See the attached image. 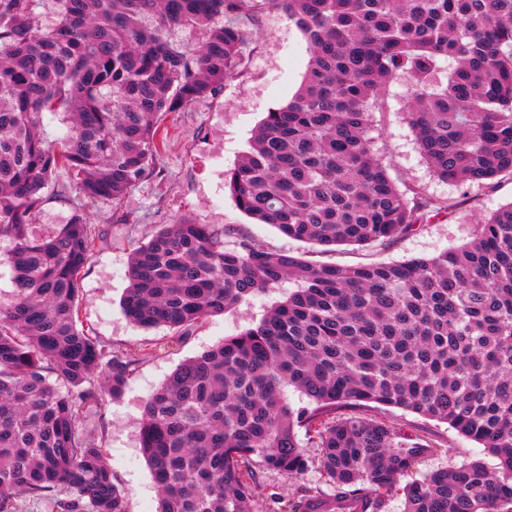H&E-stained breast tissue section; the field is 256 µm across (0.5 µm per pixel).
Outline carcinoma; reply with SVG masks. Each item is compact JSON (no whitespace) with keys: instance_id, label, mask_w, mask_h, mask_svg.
Returning a JSON list of instances; mask_svg holds the SVG:
<instances>
[{"instance_id":"obj_1","label":"carcinoma","mask_w":512,"mask_h":512,"mask_svg":"<svg viewBox=\"0 0 512 512\" xmlns=\"http://www.w3.org/2000/svg\"><path fill=\"white\" fill-rule=\"evenodd\" d=\"M279 10L311 56L286 105L267 112L225 176L235 206L315 244L373 246L462 201L406 197L373 151L372 109L408 79L406 119L434 174L493 187L512 177V0H0V239L15 296L0 308V512H126L94 438L105 397L138 355L78 320L99 239L75 215L30 227L59 170L87 200L120 199L149 174L160 117L211 95L244 63L247 30ZM197 33L189 45L172 38ZM455 62L444 88L440 61ZM66 115L52 142L45 115ZM230 228L179 220L136 247L123 311L183 339L200 320L292 279L258 325L179 365L145 401L140 444L158 512H254L263 468L311 466L314 431L330 492L288 512H512V202L471 240L433 258L317 264ZM292 386L309 406L292 408ZM375 403L443 421L495 459L465 460L400 485L436 449L351 414Z\"/></svg>"}]
</instances>
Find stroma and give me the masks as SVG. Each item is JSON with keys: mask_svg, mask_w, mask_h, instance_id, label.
<instances>
[{"mask_svg": "<svg viewBox=\"0 0 512 512\" xmlns=\"http://www.w3.org/2000/svg\"><path fill=\"white\" fill-rule=\"evenodd\" d=\"M309 60V45L301 31L284 13H269L250 27L245 63L236 77L225 81L209 97L163 117L161 126L166 139L153 158L150 174L129 187L120 200L83 199L65 171L57 172L45 191L46 200L33 221L36 232L54 231L77 213L102 232L82 277L80 320L92 326L105 344L139 355L122 395L105 398L95 418V438L124 491L127 512H158L159 506L158 491L138 440L145 400L180 364L224 338L256 326L297 287L294 281L283 282L224 314L204 319L186 339L178 341L168 328L142 329L122 311L134 248L148 242L163 225L188 220L228 225L261 247L320 263H389L429 258L464 245L470 241L472 227L479 218L512 201V180L508 178L489 189L446 182L433 175L405 117V82L399 78L385 88L373 111V149L404 193L422 188L439 198H464L459 212L439 217L388 245L372 247L313 245L244 215L225 189L224 176L248 149L266 112L293 98L304 80ZM358 413L400 428L434 447V455L414 467L412 478L486 456L478 443L447 423L375 403L359 408ZM301 440L313 467L292 477L259 470V480L269 496L259 500L256 512H279L281 504L299 495L302 489L324 488L315 465L321 456L317 440L311 434L302 435Z\"/></svg>", "mask_w": 512, "mask_h": 512, "instance_id": "obj_1", "label": "stroma"}]
</instances>
